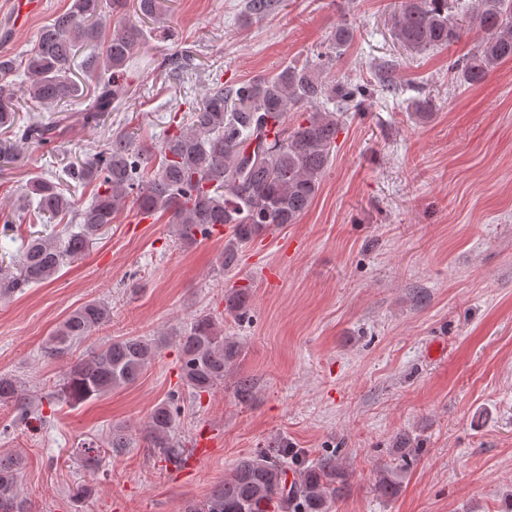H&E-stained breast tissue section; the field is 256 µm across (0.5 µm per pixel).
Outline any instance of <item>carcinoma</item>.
I'll use <instances>...</instances> for the list:
<instances>
[{"instance_id":"obj_1","label":"carcinoma","mask_w":512,"mask_h":512,"mask_svg":"<svg viewBox=\"0 0 512 512\" xmlns=\"http://www.w3.org/2000/svg\"><path fill=\"white\" fill-rule=\"evenodd\" d=\"M169 0H134L135 14L159 25L169 34L165 15ZM482 34L477 52L448 63V70L463 84L483 82L499 63L512 60V0H403L394 15L392 35L416 51L447 47L470 30ZM354 27H336L331 42L310 60L286 65L270 77H258L229 86L216 75L212 87L193 105L189 121L177 125L155 149L136 144L128 133L110 139L104 151L70 170L80 183H94L96 193L83 206L64 194L61 185L43 177L29 182V199L37 215L76 224L77 231L57 241L32 237L24 243L20 260L0 266V295L14 294L52 279L66 258L81 257L89 244L114 221L130 202L150 216L169 214L179 240L193 243L222 226L228 231L220 257L223 270L234 269L243 245L286 224H296L313 203L332 159L340 130L339 112H358L374 88L390 91L383 76L378 83L357 84L327 77L332 58L353 41ZM143 29L130 21L113 24L102 39L101 0H71L70 8L43 27L26 59L30 82L16 83V62L0 57V129L18 128V99L67 111L93 89L94 100L82 113V124L98 128L119 101V78L137 55ZM90 45L83 60L84 84L73 79L74 59ZM335 104V110L327 104ZM306 107L302 121L288 125V112ZM22 140L47 144L51 128L31 116ZM224 310L239 320L246 316L249 292L232 290ZM110 317V307L89 301L74 309L49 337L44 355L58 357L90 335ZM157 342L143 337L109 341L74 364L63 379L58 396L80 404L113 389L135 383L151 364ZM242 347L223 336L208 316L197 318L180 343V378L201 395L224 382L227 371L239 363ZM13 405L23 421L33 411L21 381L0 375V405ZM178 408L158 405L147 421L146 447L171 462L184 449L173 441ZM295 454L276 443L241 458L201 502L185 512H329L340 495L344 472L336 458L327 456L288 482L289 460ZM22 458L0 453V512H30L17 489ZM401 471H388L378 490L390 497L400 484Z\"/></svg>"}]
</instances>
